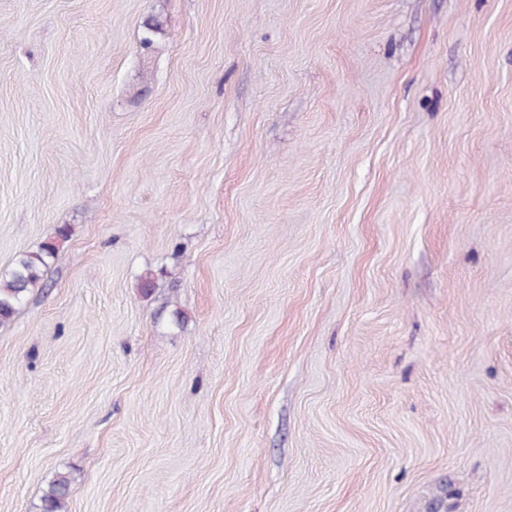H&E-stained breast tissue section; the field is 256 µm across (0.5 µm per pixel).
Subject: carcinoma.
<instances>
[{"mask_svg":"<svg viewBox=\"0 0 512 512\" xmlns=\"http://www.w3.org/2000/svg\"><path fill=\"white\" fill-rule=\"evenodd\" d=\"M56 251V242L50 241L36 252L23 253L15 260L9 276L0 279V324L11 321L17 314L31 289L43 277ZM70 485L68 474H56L41 498L42 512H66Z\"/></svg>","mask_w":512,"mask_h":512,"instance_id":"cac0c4a2","label":"carcinoma"}]
</instances>
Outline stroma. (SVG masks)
Returning a JSON list of instances; mask_svg holds the SVG:
<instances>
[{
	"instance_id": "35a3bbf8",
	"label": "stroma",
	"mask_w": 512,
	"mask_h": 512,
	"mask_svg": "<svg viewBox=\"0 0 512 512\" xmlns=\"http://www.w3.org/2000/svg\"><path fill=\"white\" fill-rule=\"evenodd\" d=\"M63 226L0 512H512V0H0V278ZM71 478L67 473H57L41 498L42 512H66V501Z\"/></svg>"
}]
</instances>
